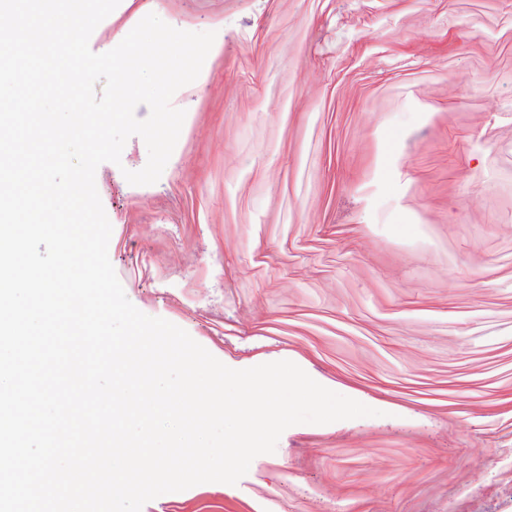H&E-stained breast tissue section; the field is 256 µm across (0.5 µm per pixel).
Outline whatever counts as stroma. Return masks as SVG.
Masks as SVG:
<instances>
[{
	"instance_id": "35a3bbf8",
	"label": "stroma",
	"mask_w": 512,
	"mask_h": 512,
	"mask_svg": "<svg viewBox=\"0 0 512 512\" xmlns=\"http://www.w3.org/2000/svg\"><path fill=\"white\" fill-rule=\"evenodd\" d=\"M222 23L160 179L102 163L128 299L234 369L374 417L287 428L237 484L142 512H512V0H161Z\"/></svg>"
}]
</instances>
